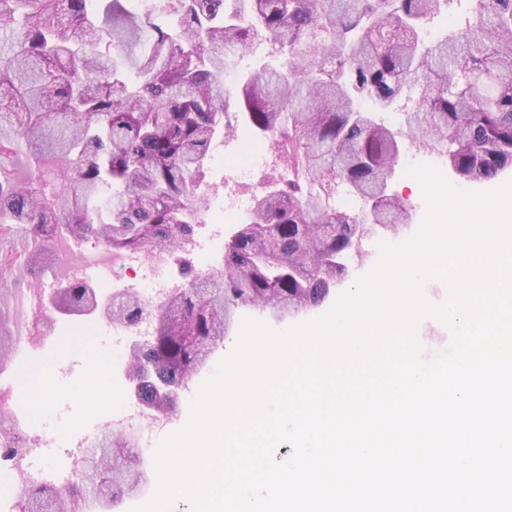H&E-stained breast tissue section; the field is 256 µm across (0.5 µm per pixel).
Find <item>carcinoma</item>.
I'll list each match as a JSON object with an SVG mask.
<instances>
[{
    "label": "carcinoma",
    "mask_w": 512,
    "mask_h": 512,
    "mask_svg": "<svg viewBox=\"0 0 512 512\" xmlns=\"http://www.w3.org/2000/svg\"><path fill=\"white\" fill-rule=\"evenodd\" d=\"M454 2L457 25L434 34ZM256 44L265 56L227 88ZM231 115L272 141L274 170L203 276L182 248ZM407 142L456 182L512 174V0H108L102 13L93 0H0V157L36 163L22 181L0 167V232L63 230L121 260L180 255L182 288L154 304L115 290L104 316L154 322L129 376L157 420L170 411L158 382L189 386L241 311L318 307L369 257L360 225L402 232L393 179ZM347 195L361 206L340 209ZM92 292L77 278L56 289L74 312ZM81 452L67 487L25 485L18 512L111 506L146 477L124 466L137 454L119 427Z\"/></svg>",
    "instance_id": "obj_1"
}]
</instances>
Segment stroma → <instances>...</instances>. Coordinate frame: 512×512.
<instances>
[{"mask_svg": "<svg viewBox=\"0 0 512 512\" xmlns=\"http://www.w3.org/2000/svg\"><path fill=\"white\" fill-rule=\"evenodd\" d=\"M254 151L261 152L265 163L251 179L237 183V191L245 195L255 190L263 174L270 170V143L254 140L243 127L238 126L212 145L205 180L210 194V209L219 208L224 197V180L229 177L236 157H245ZM412 165L435 168L439 162L410 147L401 157L402 172L395 181L394 189L412 208L411 219L405 229L409 235L418 229L428 209L420 184L405 173L406 168ZM44 278V273L24 265L12 271L0 286V328L14 330L17 317L15 296L34 293ZM102 324V319L97 316H84L74 322L57 318L53 330L44 335L39 345L29 347L22 360L9 362V369L16 379L39 373L46 376L33 398H19L15 411L27 417L31 434H48L54 438V448L43 459L44 467L49 470L59 471L67 466L77 437L118 424L124 410L135 405L121 375L130 361V343L125 340L116 346L107 337L87 335L88 327ZM239 336V330L235 329L225 337L220 351L182 393L173 416L161 421L142 417V425L152 432L150 447L141 449L139 453L147 472L156 470L155 455L160 443L189 423L194 398L203 384L217 374L221 362L234 351Z\"/></svg>", "mask_w": 512, "mask_h": 512, "instance_id": "obj_1", "label": "stroma"}]
</instances>
